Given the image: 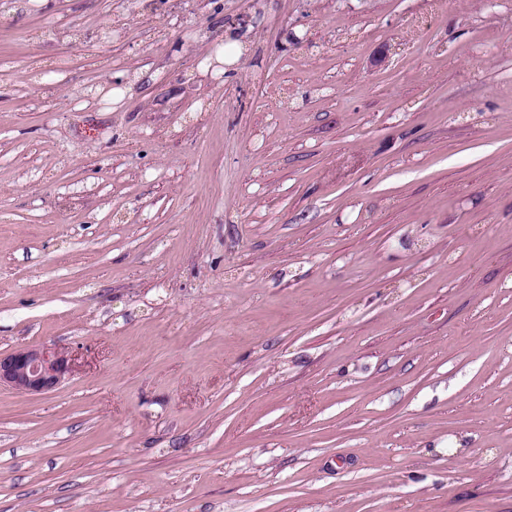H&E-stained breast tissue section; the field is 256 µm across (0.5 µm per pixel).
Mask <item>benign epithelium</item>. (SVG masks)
Returning a JSON list of instances; mask_svg holds the SVG:
<instances>
[{
    "instance_id": "1",
    "label": "benign epithelium",
    "mask_w": 512,
    "mask_h": 512,
    "mask_svg": "<svg viewBox=\"0 0 512 512\" xmlns=\"http://www.w3.org/2000/svg\"><path fill=\"white\" fill-rule=\"evenodd\" d=\"M75 367V358L50 347H22L0 353V387L25 394L43 395L54 391Z\"/></svg>"
}]
</instances>
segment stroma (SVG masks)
<instances>
[{
	"instance_id": "obj_1",
	"label": "stroma",
	"mask_w": 512,
	"mask_h": 512,
	"mask_svg": "<svg viewBox=\"0 0 512 512\" xmlns=\"http://www.w3.org/2000/svg\"><path fill=\"white\" fill-rule=\"evenodd\" d=\"M42 346L0 512H512V0L0 6Z\"/></svg>"
}]
</instances>
